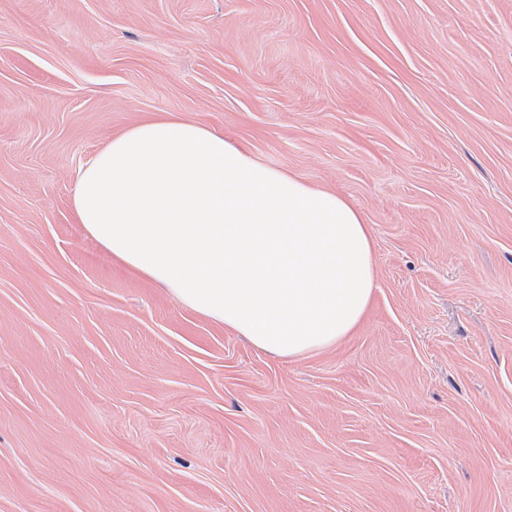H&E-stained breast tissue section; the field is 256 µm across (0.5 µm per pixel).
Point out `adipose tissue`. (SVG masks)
Returning a JSON list of instances; mask_svg holds the SVG:
<instances>
[{"instance_id": "obj_1", "label": "adipose tissue", "mask_w": 512, "mask_h": 512, "mask_svg": "<svg viewBox=\"0 0 512 512\" xmlns=\"http://www.w3.org/2000/svg\"><path fill=\"white\" fill-rule=\"evenodd\" d=\"M72 209L114 261L283 358L342 341L372 298L357 209L178 115L112 136L80 168Z\"/></svg>"}]
</instances>
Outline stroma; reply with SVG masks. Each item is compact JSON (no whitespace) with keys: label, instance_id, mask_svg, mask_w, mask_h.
Segmentation results:
<instances>
[{"label":"stroma","instance_id":"35a3bbf8","mask_svg":"<svg viewBox=\"0 0 512 512\" xmlns=\"http://www.w3.org/2000/svg\"><path fill=\"white\" fill-rule=\"evenodd\" d=\"M169 112L362 213L351 335L278 357L85 237ZM0 512H512V0H0Z\"/></svg>","mask_w":512,"mask_h":512}]
</instances>
